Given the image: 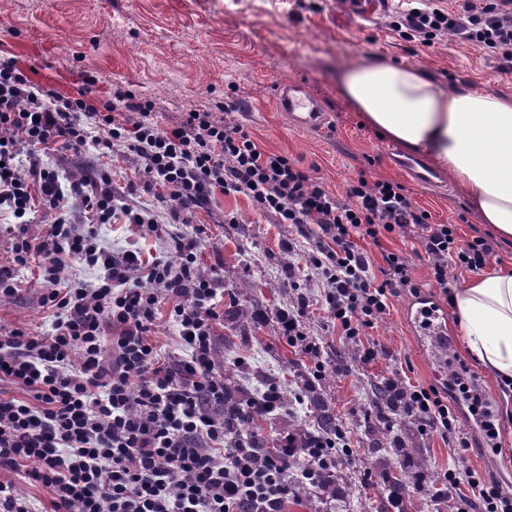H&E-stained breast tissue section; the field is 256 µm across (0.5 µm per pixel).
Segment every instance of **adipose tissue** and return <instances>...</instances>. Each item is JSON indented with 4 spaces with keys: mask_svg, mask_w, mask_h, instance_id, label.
Masks as SVG:
<instances>
[{
    "mask_svg": "<svg viewBox=\"0 0 512 512\" xmlns=\"http://www.w3.org/2000/svg\"><path fill=\"white\" fill-rule=\"evenodd\" d=\"M339 87L373 127L458 178L480 223L512 242V98L451 91L416 67L385 61L344 69ZM453 307L466 354L512 382V269L466 283Z\"/></svg>",
    "mask_w": 512,
    "mask_h": 512,
    "instance_id": "obj_1",
    "label": "adipose tissue"
}]
</instances>
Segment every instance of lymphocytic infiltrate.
Wrapping results in <instances>:
<instances>
[{"label": "lymphocytic infiltrate", "instance_id": "1", "mask_svg": "<svg viewBox=\"0 0 512 512\" xmlns=\"http://www.w3.org/2000/svg\"><path fill=\"white\" fill-rule=\"evenodd\" d=\"M393 26L425 47L457 36L512 72V0L450 7L421 0ZM91 93L86 86L60 99L31 84L15 60L0 59V212L21 219L39 206L56 215L44 235H18L14 246L16 265L39 262L55 320L43 336H0V383L32 394L28 401L0 394V470L26 471L47 491L50 512H283L298 480L335 464L336 442L319 443L301 468L284 451L260 463L259 434L225 428L224 380L213 359L217 289L197 263L198 237L175 238L173 261L110 250L98 225L120 221L151 233L157 225L118 198L109 173L65 188L42 155L91 147L107 158L120 141L140 158L145 189L163 191L179 210L204 208L218 191L241 193L295 225L311 246L310 266L328 284L325 308L345 340L374 328L398 289L412 284L403 254L384 253L377 268L361 240L378 247L382 235L417 230L443 289L449 264L480 269L490 247L479 239L455 249L454 226L431 223L400 182L362 175L340 197L287 154L265 151L242 124L188 112L161 129L149 102L130 95L100 108ZM69 197L80 200L86 228L72 221ZM66 257L98 270L94 287L62 282ZM164 305L185 349L174 361L149 336ZM309 307L299 300L278 322L291 346L317 358L321 347L302 327ZM453 384L485 438L495 439V415L479 386L460 374ZM407 395L426 426L454 432L455 413L437 388Z\"/></svg>", "mask_w": 512, "mask_h": 512}]
</instances>
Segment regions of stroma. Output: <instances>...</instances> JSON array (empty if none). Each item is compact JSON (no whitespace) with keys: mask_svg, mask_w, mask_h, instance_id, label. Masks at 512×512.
Returning a JSON list of instances; mask_svg holds the SVG:
<instances>
[{"mask_svg":"<svg viewBox=\"0 0 512 512\" xmlns=\"http://www.w3.org/2000/svg\"><path fill=\"white\" fill-rule=\"evenodd\" d=\"M409 7V0H391L382 17L360 25L337 17L336 0H0V56L14 58L30 80L62 97L77 96L91 78L100 97L134 93L152 103L153 120L161 128L187 112L223 111L225 98H236L242 107L223 112L225 120L245 125L264 149L315 166L330 191L342 193L362 174L401 182L433 223L455 226L457 247L484 238L493 248L487 270L512 269V244L479 223L461 183L451 177L445 185L428 187L406 176L391 162L393 154H405V147L381 136L339 90L340 68L390 61L419 68L451 90L512 97V73H501L497 60L479 46L452 35L429 47L405 40L391 22ZM295 80L322 97L327 114L323 128L295 129L285 113L276 111L277 88ZM45 161L65 184L100 174L89 150L52 153ZM129 201L157 218L162 233L146 235L132 225L107 224L98 234L108 248L133 250L146 259L166 257L168 235L201 234L199 265L218 282V311H244L243 317L217 327L218 369L232 370L235 380L254 395L263 390L260 377L272 378L283 395L278 415L257 427L263 437L287 436L289 418L307 420L300 378L318 375L354 450L339 468L353 487L348 512H367L370 497L377 494L364 419L373 385L396 378L406 385L440 389L454 370L483 386L496 414L498 436L482 445L467 407L459 406L456 426L468 449L451 446L428 428L418 437L425 462L439 474L476 472L512 495V384L503 385L464 355L444 296L474 279V272L449 268L448 286L439 288L412 234L383 236L381 249L372 252L374 264L382 265L383 252L403 253L414 285L398 290L372 330V341L383 351L365 363L328 319L326 286L308 267L307 245L299 241L294 225L278 223L274 214L257 211L238 193H216L206 208L180 215L172 200L155 191L137 190ZM53 220L52 213L39 212L22 226L0 216V268L11 269L19 281L14 293H0V331L45 334L52 327L53 312L42 304L38 268L17 267L13 246L20 232L40 236ZM299 294L311 302L304 324L322 347L316 361L288 345L277 324V313ZM419 295L438 307L447 335H432L408 318L407 309ZM318 361L323 364L319 373L314 370ZM474 500L462 483L442 501L411 490L407 507L408 512H474Z\"/></svg>","mask_w":512,"mask_h":512,"instance_id":"stroma-1","label":"stroma"}]
</instances>
